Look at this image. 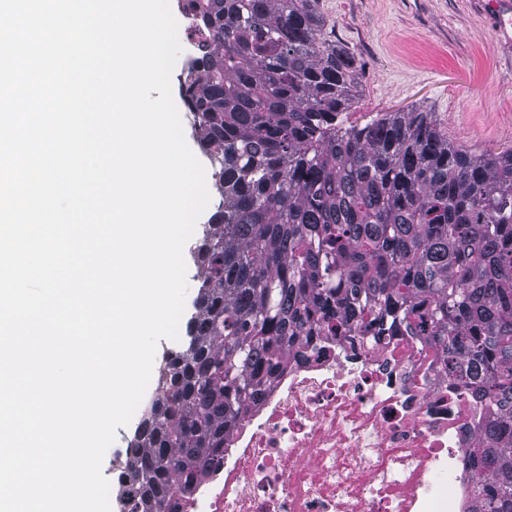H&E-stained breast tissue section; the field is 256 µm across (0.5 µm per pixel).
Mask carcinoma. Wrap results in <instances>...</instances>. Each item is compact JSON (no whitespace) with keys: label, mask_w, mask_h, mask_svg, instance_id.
Wrapping results in <instances>:
<instances>
[{"label":"carcinoma","mask_w":512,"mask_h":512,"mask_svg":"<svg viewBox=\"0 0 512 512\" xmlns=\"http://www.w3.org/2000/svg\"><path fill=\"white\" fill-rule=\"evenodd\" d=\"M200 34L180 83L223 204L193 257L188 339L134 437L124 512H165L224 449L285 350L403 326L477 384L473 512H512V151L453 147L429 112L346 128L353 52L317 0H179Z\"/></svg>","instance_id":"obj_1"}]
</instances>
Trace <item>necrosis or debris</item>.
Returning <instances> with one entry per match:
<instances>
[{
    "instance_id": "obj_1",
    "label": "necrosis or debris",
    "mask_w": 512,
    "mask_h": 512,
    "mask_svg": "<svg viewBox=\"0 0 512 512\" xmlns=\"http://www.w3.org/2000/svg\"><path fill=\"white\" fill-rule=\"evenodd\" d=\"M485 409L440 343L321 331L225 436L175 512H471Z\"/></svg>"
}]
</instances>
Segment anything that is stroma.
<instances>
[{
  "label": "stroma",
  "mask_w": 512,
  "mask_h": 512,
  "mask_svg": "<svg viewBox=\"0 0 512 512\" xmlns=\"http://www.w3.org/2000/svg\"><path fill=\"white\" fill-rule=\"evenodd\" d=\"M329 42L357 60L345 126L429 112L472 155L512 150V53L476 0H319Z\"/></svg>",
  "instance_id": "obj_1"
}]
</instances>
